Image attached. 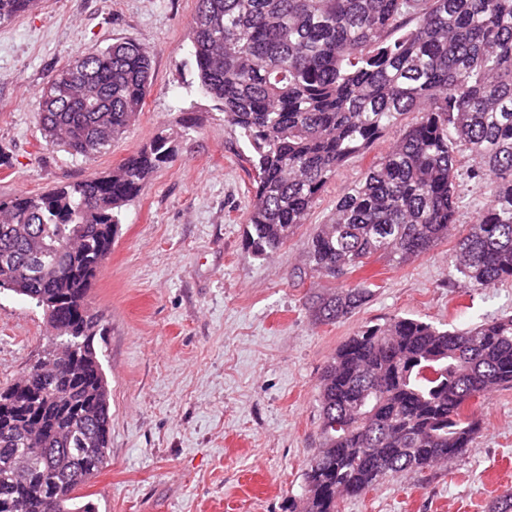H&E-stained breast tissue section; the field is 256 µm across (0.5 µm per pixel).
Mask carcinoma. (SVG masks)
I'll return each instance as SVG.
<instances>
[{"label":"carcinoma","instance_id":"cac0c4a2","mask_svg":"<svg viewBox=\"0 0 512 512\" xmlns=\"http://www.w3.org/2000/svg\"><path fill=\"white\" fill-rule=\"evenodd\" d=\"M42 0H0V25ZM201 89L253 149L245 248L288 242L344 163L387 133L391 148L350 185L307 240L304 275L336 279L379 255L401 265L448 238L459 157L489 203L450 260L471 288L512 282V0H196ZM150 53L119 41L80 54L39 90L46 144L92 160L133 126ZM416 114L402 126L400 117ZM176 155L171 134L110 172L36 195L0 197V289L29 299L69 344L56 375L38 365L0 391V512H98L77 493L103 469L110 390L90 315L121 209ZM373 295L348 283L312 300L321 324ZM512 388V315L466 329L394 316L366 325L319 382L317 452L292 512H338L405 472L470 448L473 401Z\"/></svg>","mask_w":512,"mask_h":512}]
</instances>
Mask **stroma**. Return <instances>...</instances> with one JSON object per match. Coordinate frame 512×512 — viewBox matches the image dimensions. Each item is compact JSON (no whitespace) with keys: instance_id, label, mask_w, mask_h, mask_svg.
I'll return each mask as SVG.
<instances>
[{"instance_id":"stroma-1","label":"stroma","mask_w":512,"mask_h":512,"mask_svg":"<svg viewBox=\"0 0 512 512\" xmlns=\"http://www.w3.org/2000/svg\"><path fill=\"white\" fill-rule=\"evenodd\" d=\"M194 9L195 0H42L0 25V197L112 171L163 128L177 148L123 209L91 293L107 327L101 362L112 391L108 460L82 489L99 512H288L319 446V380L345 339L396 315L463 329L512 312V283L469 288L448 263L487 201L464 178L451 237L404 265L368 259L348 280L370 279L371 300L346 320L315 323L311 297L338 283L299 279L306 240L392 139L349 159L288 243L254 257L244 247L252 149L199 87ZM126 39L149 50L153 67L131 131L92 162L47 147L35 113L50 72ZM48 345L41 309L1 291L0 387ZM476 410L481 429L465 455L344 499L340 512H489L512 492V390Z\"/></svg>"}]
</instances>
